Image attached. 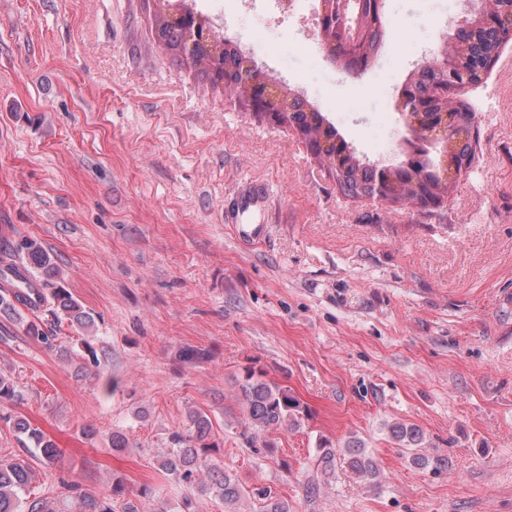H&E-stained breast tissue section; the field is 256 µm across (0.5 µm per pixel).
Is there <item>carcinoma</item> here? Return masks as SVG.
I'll list each match as a JSON object with an SVG mask.
<instances>
[{"mask_svg":"<svg viewBox=\"0 0 512 512\" xmlns=\"http://www.w3.org/2000/svg\"><path fill=\"white\" fill-rule=\"evenodd\" d=\"M361 3L363 35L357 49L346 60L345 67L350 71L367 68L381 41L383 17L377 0H361ZM479 19L480 14H472L458 27L455 40L445 48L448 66L473 73L475 67L498 52L503 30L488 28L480 24ZM155 33L170 50L187 54L189 27L182 23H165L156 26ZM256 73L257 66L252 64V59L238 45L224 41V89L241 98L246 84ZM444 84L446 73L440 67L428 64L416 69L405 83L407 103L402 113H416L418 103L432 105L431 116L437 120L443 113H449L448 145L458 166L446 175L437 165L425 169L418 162L411 165L409 170L403 164L386 169L363 162L329 119L304 96L280 84L276 88L288 91L290 98L288 112L283 116L284 122L295 131L311 137V153L333 175L343 196L408 204L413 202L421 189L435 199L447 196L464 173L462 166L472 163L474 159L476 144L473 143V131L478 124L477 113L469 107L448 108L442 97L438 96V88ZM3 255L22 257L42 270L44 305L50 306V313L55 319L64 317L81 326L91 323L90 314L82 310L73 295L58 284L62 271L37 240L23 237ZM22 302L20 289L1 290L0 316L13 317ZM26 334L48 347L55 341L53 330L45 331L33 321L28 324ZM238 381L243 411L242 436L250 447L268 449L270 443L265 439V434L278 429H296L302 425L304 407L301 402L287 388L266 380L264 372L246 369ZM11 428L17 435L25 437L29 444L18 454L0 456V512H64L46 497L31 496L29 490L34 475L33 464L39 462L46 468L53 467L58 459V448L25 417L13 418ZM212 430L208 414L194 410L189 414L186 430L173 433L170 448L158 456L162 475L185 488L181 512H195L193 500L198 494L221 503L224 512H241L239 505L246 498V491L235 476L221 470L216 459L210 455V451L216 447L211 442ZM389 432L391 438L407 450L414 465L427 468L443 462L439 457L430 458L422 453L424 435L417 426L395 422L389 427ZM344 452L348 456L350 469L359 481H376L377 467L361 440L348 441ZM336 455L337 449L332 443L319 441L316 463L323 472L334 469ZM219 470L222 471L220 479L210 483L201 479L203 473ZM58 484L57 497L76 500L78 512H140L136 501L123 496L124 487L120 480L112 483L110 496L91 494L81 482L62 477ZM250 512H291V507L287 500L261 492Z\"/></svg>","mask_w":512,"mask_h":512,"instance_id":"cac0c4a2","label":"carcinoma"}]
</instances>
